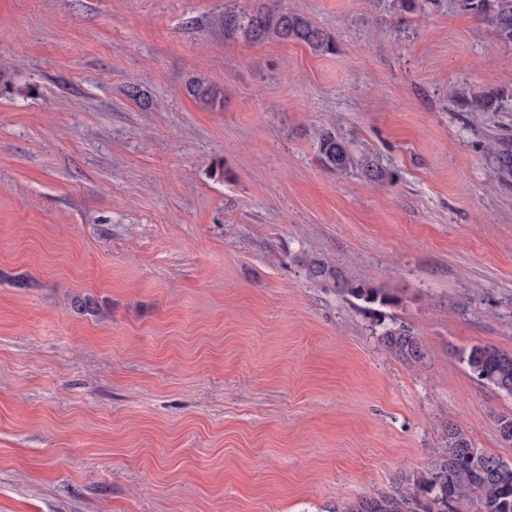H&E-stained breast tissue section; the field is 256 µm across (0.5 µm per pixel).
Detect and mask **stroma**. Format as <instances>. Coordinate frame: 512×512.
<instances>
[{
    "label": "stroma",
    "instance_id": "stroma-1",
    "mask_svg": "<svg viewBox=\"0 0 512 512\" xmlns=\"http://www.w3.org/2000/svg\"><path fill=\"white\" fill-rule=\"evenodd\" d=\"M258 1L335 52L225 36ZM321 128L393 182L327 171ZM492 136L512 42L458 0H0V512H345L450 423L512 464V395L459 358L512 352ZM314 260L396 295L426 358ZM188 91L201 106L209 109L223 108L224 106V96L220 90L211 85H206L204 82H193Z\"/></svg>",
    "mask_w": 512,
    "mask_h": 512
}]
</instances>
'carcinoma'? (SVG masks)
Wrapping results in <instances>:
<instances>
[{
	"instance_id": "obj_1",
	"label": "carcinoma",
	"mask_w": 512,
	"mask_h": 512,
	"mask_svg": "<svg viewBox=\"0 0 512 512\" xmlns=\"http://www.w3.org/2000/svg\"><path fill=\"white\" fill-rule=\"evenodd\" d=\"M464 11L478 17L497 38L512 42V0H460ZM224 33L242 35L251 41L277 38L303 43L314 51L330 53L333 39L303 15L288 11H267L256 6L251 11L224 15ZM189 93L202 106L224 107L220 90L194 82ZM503 141L488 139L486 150L495 156L499 169L512 172V154L501 149ZM316 148L322 165L339 175L359 170L373 182H384L390 174L368 156L356 157L348 143L329 129L316 133ZM311 277L330 282L341 292L365 304V310L383 327L381 343L392 357L408 362L422 361L426 351L411 327L391 320L384 323V308L398 299L383 288L353 286L336 267L315 260L309 265ZM460 361L478 381L512 395V354L492 346L474 345L460 352ZM444 448L431 468L421 475L401 478L390 492L364 495L346 512H512V464L475 447L465 431L454 424L443 430Z\"/></svg>"
}]
</instances>
